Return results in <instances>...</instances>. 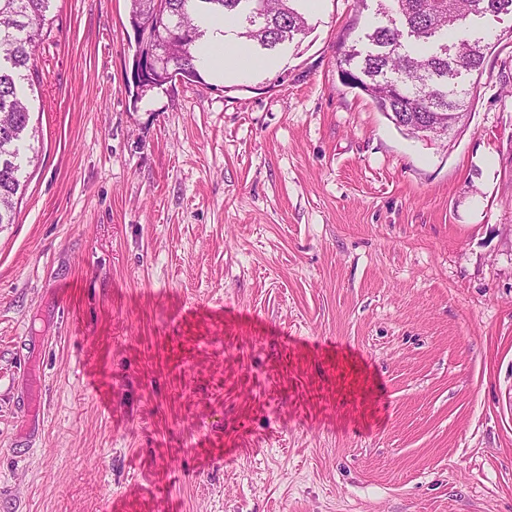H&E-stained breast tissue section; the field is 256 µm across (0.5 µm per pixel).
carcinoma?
I'll return each instance as SVG.
<instances>
[{
  "instance_id": "cac0c4a2",
  "label": "carcinoma",
  "mask_w": 512,
  "mask_h": 512,
  "mask_svg": "<svg viewBox=\"0 0 512 512\" xmlns=\"http://www.w3.org/2000/svg\"><path fill=\"white\" fill-rule=\"evenodd\" d=\"M52 0H0V224L16 219L15 197L22 194V162L33 137L25 85L40 75L34 60ZM298 0H130L129 20L143 25L145 38L135 54H154L161 67L134 93L161 88L176 74L185 82L205 84L195 61L203 32L201 15L242 18L237 36L272 50L308 29ZM386 22L344 50L340 65L357 77L359 88L399 128L411 131L401 112H424L428 123L446 129L473 96L475 84L459 86L465 76L480 78L488 45L458 39L448 32L486 14L512 15V0H379Z\"/></svg>"
}]
</instances>
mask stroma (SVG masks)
<instances>
[{"label":"stroma","instance_id":"obj_1","mask_svg":"<svg viewBox=\"0 0 512 512\" xmlns=\"http://www.w3.org/2000/svg\"><path fill=\"white\" fill-rule=\"evenodd\" d=\"M376 0L132 101L126 0H54L0 225V512H512V15L457 135L338 76ZM41 379L39 424L22 397Z\"/></svg>","mask_w":512,"mask_h":512}]
</instances>
